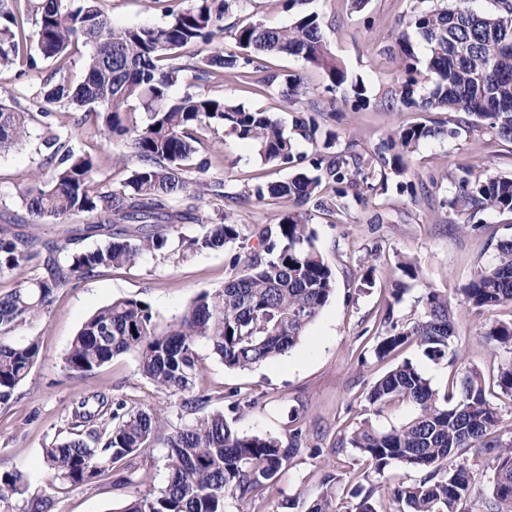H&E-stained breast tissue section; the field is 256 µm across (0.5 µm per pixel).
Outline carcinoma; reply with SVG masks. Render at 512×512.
<instances>
[{
    "instance_id": "cac0c4a2",
    "label": "carcinoma",
    "mask_w": 512,
    "mask_h": 512,
    "mask_svg": "<svg viewBox=\"0 0 512 512\" xmlns=\"http://www.w3.org/2000/svg\"><path fill=\"white\" fill-rule=\"evenodd\" d=\"M98 0H0V76L21 61L30 69L49 62L53 71L40 92L37 113L0 100V153L21 145L35 116L43 119L49 154L40 162L39 184L21 196L27 212L42 221L84 216L86 223L62 242L43 241L29 231L0 225V275L33 264L35 278H23L0 297V330L12 331L40 318L54 295L74 280H90L102 270L132 265L146 252L177 247L182 252L225 248L244 236L224 207L216 220L199 215V203L227 197L224 182L204 178L211 167L197 156L199 132L225 131L252 144L266 161L288 166L308 162L287 181L255 188V195L291 204L279 222L259 231L260 248L246 257L235 254L234 274L224 287L199 294L175 321L160 327L149 302L117 298L99 308L73 337L63 358L74 378L94 375L113 358L131 353L140 376L178 404V426L164 408L129 409L126 402L101 390L72 405L67 423L42 448L46 487L52 491L89 486L109 471L127 472L122 480L144 479L135 467L153 448L166 452V477L149 491L127 500L116 512H226V502L253 503L276 482L303 451L314 456L301 426L291 430L288 446L263 434L239 433L224 412L209 411L213 395L198 381L206 357L230 369H248L276 360L301 340L335 290V275L315 249V233L297 207L316 199L319 208H346L360 188H374L376 164L386 153L403 173L411 154L426 140L453 137L450 125L422 122L397 127L380 154L347 157L333 151L336 133L326 128L324 113L311 107L296 117L295 128L315 143L310 159L294 156L282 123L262 109L233 104L204 90L174 98L171 88L190 72L206 85L231 71L241 80L270 89L280 75L269 70L276 55L298 57L319 71L334 95L349 88L354 98L365 88L349 82L344 66L331 53L316 12L300 11L288 27L252 19L233 28L235 49L224 48V14L253 0H150L168 18L163 26L117 27L97 7ZM490 12L459 4L412 12L409 26L425 42L421 60L405 34L396 37L400 67L406 73L399 103L421 111L463 113L471 127L512 141V0H495ZM34 18L35 30L27 27ZM81 52L80 72H70L71 56ZM431 76L427 94L414 98L422 73ZM140 106L146 121L133 119ZM53 107L82 112L101 124L110 139L127 144L137 160L118 189L99 186L91 154L66 142L53 130ZM334 188L338 200L320 196ZM453 215L473 218L484 211L512 215V178L485 172L458 177L449 202ZM199 230L187 235L186 224ZM104 236L91 249L76 247L84 238ZM406 289L394 284L383 325L374 336V354L383 360L410 343L436 364L454 366L462 355L454 340L448 294L428 289L422 313L398 323L393 306ZM461 302L485 317L481 338L492 350L512 353V320L494 317L512 307V237L497 244L493 264L479 267L461 289ZM40 355L38 338L20 344L0 342V405L14 398ZM496 386L512 401V364L498 369ZM228 411L239 417L257 401L234 389L223 395ZM366 411L378 416L395 403L412 407L411 415L390 427L365 418L341 440L368 469L350 474L359 501L354 512H470L475 491L469 456L490 469L485 512H512V430L502 433L503 418L488 397L484 375L469 370L452 377L445 389L431 385L406 359L377 379L365 396ZM399 466L422 473L418 480L388 481L385 471ZM26 492L18 471L0 472V512H13V499ZM306 512H337L329 488L311 500Z\"/></svg>"
}]
</instances>
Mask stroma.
Listing matches in <instances>:
<instances>
[{"label":"stroma","instance_id":"35a3bbf8","mask_svg":"<svg viewBox=\"0 0 512 512\" xmlns=\"http://www.w3.org/2000/svg\"><path fill=\"white\" fill-rule=\"evenodd\" d=\"M431 7L437 0H367L356 9L352 0H309L308 10L324 20L327 45L344 63L350 78L363 82L368 102L330 98L321 74L302 59L290 55L270 58L279 74L299 75L308 89L302 102H295L274 88L265 92L225 74L210 83L209 91L248 108H261L281 121L296 152L311 153L313 145L295 129L293 120L302 107H335L331 127L337 134L336 149L349 154L370 153L400 125L448 121L445 112H417L393 106L403 74L390 51L393 37L406 33L418 55L426 49L420 36L408 27L417 3ZM102 11L121 26H161L166 18L151 8L148 0H99ZM50 64L29 70L23 76L0 77V97L15 106L38 109V93ZM55 126L62 136L93 155L96 178L102 185L118 188L130 177L136 161L119 140H109L93 124L81 125L72 112H58ZM453 138L430 139L420 145L405 175L395 174L390 164L378 167L373 188L364 190L361 202H350L340 210H323L307 203L306 213L316 232L315 248L332 268L336 288L303 339L280 359L248 370H234L216 359H208L200 384L215 394L211 407L226 409L221 393L240 389L255 397L257 406L236 419L243 434L263 433L287 441L295 424H302L308 444L320 455L301 454L267 488L254 504L229 501L227 512H303L306 502L325 488V477L337 475L336 505L351 512L356 503L353 485L344 474L359 467L353 449H336L337 438L349 433L365 418V396L370 385L395 366V359L377 360L372 353L373 328L380 324L393 280L401 278L399 264L413 261L420 278L407 280V293L395 305L400 321L415 320L422 311L420 299L427 289L447 293L454 314L455 340L465 352L463 369H475L485 378L496 376L499 367L512 361V354L492 351L479 330L483 319L460 304L461 290L473 272L493 262L499 240L512 236V216L493 212L480 214L476 225L464 228L449 223L446 202L455 191L460 167L475 173L490 171L512 176V142L496 139L461 123ZM44 129L32 123L26 141L0 153V224H32L20 196L32 184V173L40 159ZM201 154L217 155L209 179L223 180L228 193L225 210L234 212L239 223H277L287 211V202L256 201L254 188L262 183L287 180L291 169L263 160L255 149L234 137L208 133L199 145ZM249 236L219 250L185 257L169 252L143 255L132 266L105 269L95 278L75 281L58 291L47 312L32 324L7 333L0 340L21 343L39 338L41 352L28 377L17 388L14 400L0 406V471L21 472L27 483L25 494L14 500L15 512H27V501L39 496L45 484L42 448L63 427L69 406L81 397L107 388L113 395L138 407L163 406L172 424H179V409L137 371V361L126 354L114 358L95 375L72 377L65 369L64 354L82 323L94 311L118 297L148 301L160 325L177 318L202 292L222 288L230 276L232 254H247L256 248ZM164 449L158 448L147 461L150 482L117 485L116 474L75 491L53 495L54 512H116L123 502L160 484L165 476Z\"/></svg>","mask_w":512,"mask_h":512}]
</instances>
